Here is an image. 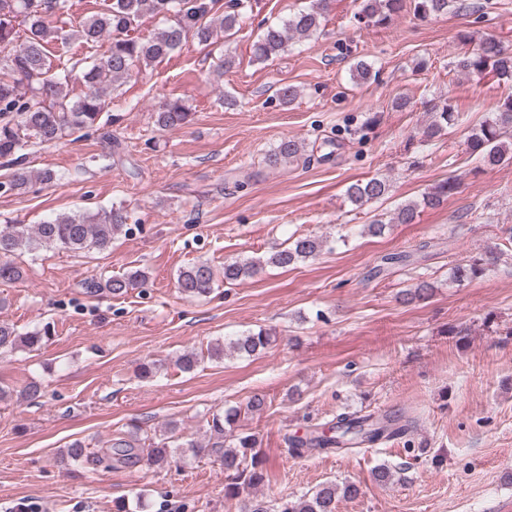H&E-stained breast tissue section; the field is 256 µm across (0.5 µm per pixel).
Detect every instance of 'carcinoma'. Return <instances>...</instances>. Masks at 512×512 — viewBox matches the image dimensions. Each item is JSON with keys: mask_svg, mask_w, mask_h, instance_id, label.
I'll return each instance as SVG.
<instances>
[{"mask_svg": "<svg viewBox=\"0 0 512 512\" xmlns=\"http://www.w3.org/2000/svg\"><path fill=\"white\" fill-rule=\"evenodd\" d=\"M249 0H112L111 6L64 29L55 20L69 10V0H0V158L15 166L6 180L0 181V191L20 193L34 183L51 184L57 176L51 171L34 173L24 166L23 150L31 140L39 144L55 143L66 136L80 132L84 135L102 133V138L112 140V132L101 124L109 87L132 76L134 69L150 66L170 56L190 37L201 42L212 39L214 32L225 36L241 27L249 19ZM464 8L461 0H359L354 19L369 27H385L404 10L412 11L414 18L424 22L433 17L456 12ZM327 0H311L309 7L301 9L281 23H264L258 40L253 44V57L263 62L278 56L291 42H300L316 34L325 19ZM162 16L166 24L152 36L135 35L138 21L145 14ZM108 41L103 55L94 63L76 71V64L53 69L48 48L60 42L78 41L94 45ZM454 69L468 74L492 75L499 80L512 81V53L500 40L489 35L478 47L458 54ZM87 91L71 100L64 93V86L75 75ZM374 76L373 64L359 60L351 67V79L366 82ZM431 120L423 128L426 140L444 135L448 127L457 124L460 113L447 98L431 103ZM191 113L178 100L168 102L157 113L156 123L162 129H177L190 120ZM467 147L478 154L487 167L512 161V95L500 99L491 108L480 126L469 131ZM309 162L305 156V143L295 139L282 140L266 156L271 168L294 163ZM390 188L384 177H371L356 182L346 189L348 201L361 207L384 198ZM457 189V182L445 180L420 199L400 204L389 219L377 218L363 226V231L380 235L389 224H413L425 208H437ZM130 215L123 207H113L103 213H64L42 224L0 225V280L16 281L22 269L11 260L18 252H33L50 248L65 252H103L112 247L113 240L131 232ZM326 246V240L316 236H300L289 245L272 251L269 257L259 259H234L224 262V284L235 285L255 276L263 266L287 268L299 261L316 257ZM496 246H488L466 264L454 267L452 278L456 282L472 281L485 275L501 259ZM146 282L139 270L105 281L91 280L87 293L95 295L107 290L121 296L130 288ZM177 284L190 297H207L215 288L216 278L206 262L192 263L179 270ZM435 285L421 281L404 293V301L421 302L429 299ZM45 337L39 332L19 335L16 330L0 324V355L21 348L34 349L43 344ZM272 343V333L260 329L236 337L229 347L238 356H254ZM241 408L232 407L207 419L210 433L217 442L212 448L220 453V461L227 474L224 496L236 499L257 489L267 479L266 460L256 451L257 440L249 433H234V425ZM231 443L224 444L226 434ZM406 425H396L394 419H376L370 415L336 417V422L321 433L312 431L304 438L288 439L289 450L302 456L309 450L335 452L358 445H375L382 440L405 437ZM140 429L132 427L127 433L113 439L106 453L99 455L88 450L81 440L69 443L58 453L63 466L91 461H129L139 458ZM210 448V449H212ZM192 440L183 439L177 425L170 426L166 442L147 449L146 462L150 465L169 464L176 457L198 456L210 452ZM360 494L354 483L341 486L330 481L317 489L301 495L295 501L271 503L252 500L246 512H336L339 497L354 498Z\"/></svg>", "mask_w": 512, "mask_h": 512, "instance_id": "carcinoma-1", "label": "carcinoma"}]
</instances>
